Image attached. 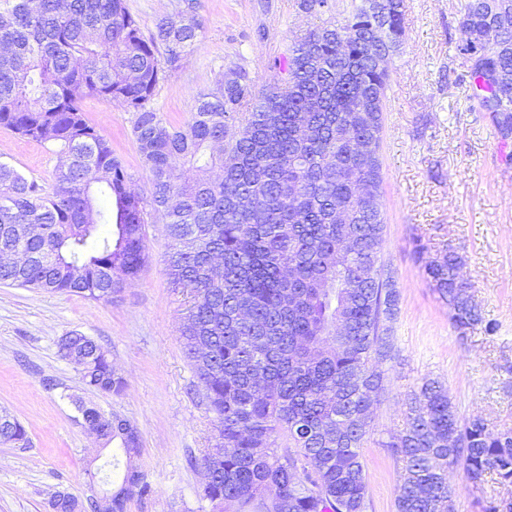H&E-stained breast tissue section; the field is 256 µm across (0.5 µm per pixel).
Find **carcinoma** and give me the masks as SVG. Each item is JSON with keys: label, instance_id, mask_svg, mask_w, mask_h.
Segmentation results:
<instances>
[{"label": "carcinoma", "instance_id": "cac0c4a2", "mask_svg": "<svg viewBox=\"0 0 512 512\" xmlns=\"http://www.w3.org/2000/svg\"><path fill=\"white\" fill-rule=\"evenodd\" d=\"M360 0L348 16L296 40L284 77L256 90L241 68L201 92L183 126L152 101L166 73L198 41L196 0H183L144 35L124 0H0V127L54 142L63 162L51 191L0 162V251L17 224L40 234L22 263L0 264V282L108 302L143 269L148 225L162 219L173 284L193 297L182 335L203 401L224 427V454L203 456V498L213 512H365L360 454L383 390L380 335L397 295L378 265L384 242L378 153L389 72L380 64L405 36L406 0ZM499 39L485 45L486 29ZM378 34L377 53L367 42ZM488 53L495 77L468 67L476 96L512 122V0H465L457 51ZM95 98L133 112L132 134L150 176L134 191L81 103ZM248 112H243L246 107ZM190 165L192 179L176 170ZM346 221L336 223V210ZM448 304L460 339L484 320L452 249L433 263L415 251ZM220 264L221 279L212 267ZM84 384L120 396L126 383L107 352L75 333ZM125 457L112 512L148 491L141 440L118 414L78 405ZM26 428L0 416V445L24 447ZM405 463L396 512H452L448 469L475 486L488 475L512 485V427L460 421L448 390L423 383L398 441ZM56 512H91L69 493Z\"/></svg>", "mask_w": 512, "mask_h": 512}]
</instances>
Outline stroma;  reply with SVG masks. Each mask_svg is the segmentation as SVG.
Returning a JSON list of instances; mask_svg holds the SVG:
<instances>
[{"mask_svg":"<svg viewBox=\"0 0 512 512\" xmlns=\"http://www.w3.org/2000/svg\"><path fill=\"white\" fill-rule=\"evenodd\" d=\"M407 3L405 38L389 61L378 149L380 263L397 310L381 323L392 352L381 365L385 388L361 448L366 512H396L404 463L387 444L403 429L408 402L426 380L443 383L460 420L479 416L512 427V139L500 138L464 78L467 65L453 42L462 0ZM335 4L326 16L301 11L298 0H197L199 43L161 82L154 108L182 125L196 94L239 67L264 88L297 36L347 16L351 0ZM82 108L133 187L148 194L132 112L94 98ZM0 160L46 186L60 153L52 143L0 127ZM418 244L429 258L456 249L475 302L497 325L494 335L477 329L459 339L415 258ZM146 252L143 271L109 302L0 283V412L17 418L29 437L24 448L0 445V512H50L53 495L86 494L91 472L111 459L112 449L100 448L83 426L78 399L129 418L141 432L138 464L150 492L133 495L126 512H211L201 496L200 462L218 420L202 402L185 354L181 331L191 297L168 275L162 224L151 225ZM74 332L106 348L126 382L122 395L88 389L61 355V338ZM448 482L452 512H483L492 500L512 498V486L491 476L472 486L459 466L449 469Z\"/></svg>","mask_w":512,"mask_h":512,"instance_id":"1","label":"stroma"}]
</instances>
